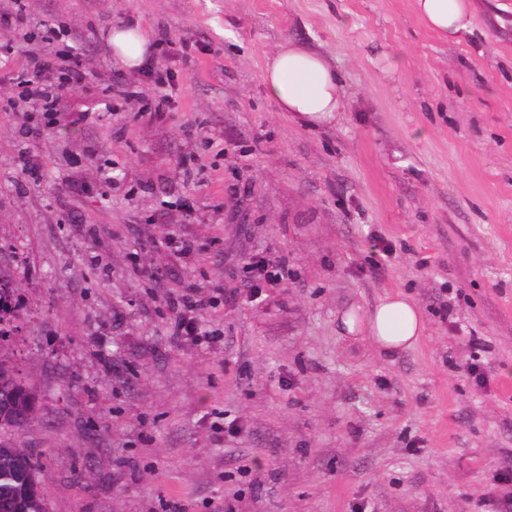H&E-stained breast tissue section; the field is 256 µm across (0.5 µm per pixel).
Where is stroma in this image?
Segmentation results:
<instances>
[{
	"instance_id": "stroma-1",
	"label": "stroma",
	"mask_w": 512,
	"mask_h": 512,
	"mask_svg": "<svg viewBox=\"0 0 512 512\" xmlns=\"http://www.w3.org/2000/svg\"><path fill=\"white\" fill-rule=\"evenodd\" d=\"M500 2L473 0L469 32L447 41L414 0H26L0 30V274L15 295L0 355L38 396L13 440L44 463L48 512H497L512 496L495 480L512 455ZM126 25L189 41L164 120L106 91L153 90L112 54ZM59 30L89 77L51 126L15 105L13 80ZM287 40L335 70L337 123L304 128L267 96ZM266 254L289 275L257 288L246 266ZM189 289L218 295L200 319L222 341L170 337L166 300ZM393 291L427 332L386 359L340 318ZM473 335L489 345L483 388L466 375Z\"/></svg>"
}]
</instances>
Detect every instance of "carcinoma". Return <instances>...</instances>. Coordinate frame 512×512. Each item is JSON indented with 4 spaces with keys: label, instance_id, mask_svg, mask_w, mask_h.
Masks as SVG:
<instances>
[{
    "label": "carcinoma",
    "instance_id": "cac0c4a2",
    "mask_svg": "<svg viewBox=\"0 0 512 512\" xmlns=\"http://www.w3.org/2000/svg\"><path fill=\"white\" fill-rule=\"evenodd\" d=\"M12 294L9 288H0V338L11 333ZM36 395L25 384L7 361L0 360V402L10 409L0 412V512H46V503L40 492L43 466L25 448L4 440V436L24 430L35 419L28 409Z\"/></svg>",
    "mask_w": 512,
    "mask_h": 512
}]
</instances>
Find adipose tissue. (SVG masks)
Returning a JSON list of instances; mask_svg holds the SVG:
<instances>
[{"mask_svg": "<svg viewBox=\"0 0 512 512\" xmlns=\"http://www.w3.org/2000/svg\"><path fill=\"white\" fill-rule=\"evenodd\" d=\"M415 8L425 27L444 39H456L472 25L471 0H415ZM111 43L115 58L135 69L143 61L149 37L140 28H116ZM262 82L281 111L306 127L334 123L344 108L338 79L325 59L290 42L268 60ZM341 324L346 332L365 333L377 353L387 357L414 348L425 332L419 307L400 292L380 298L364 317L345 313Z\"/></svg>", "mask_w": 512, "mask_h": 512, "instance_id": "adipose-tissue-1", "label": "adipose tissue"}]
</instances>
